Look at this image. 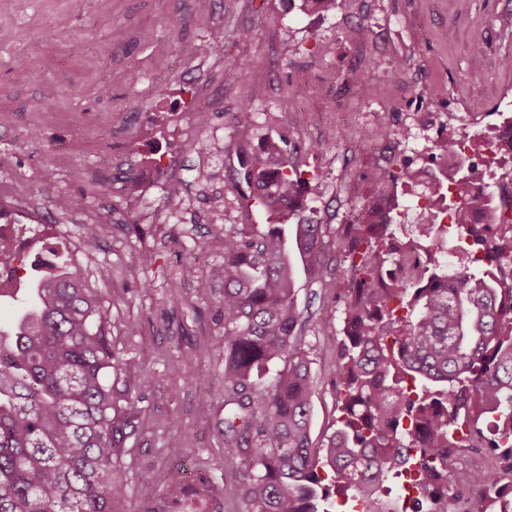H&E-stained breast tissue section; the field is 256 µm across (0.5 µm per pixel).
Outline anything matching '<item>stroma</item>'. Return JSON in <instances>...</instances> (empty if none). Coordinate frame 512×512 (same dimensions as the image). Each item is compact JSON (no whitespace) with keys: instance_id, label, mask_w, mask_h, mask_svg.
I'll use <instances>...</instances> for the list:
<instances>
[{"instance_id":"35a3bbf8","label":"stroma","mask_w":512,"mask_h":512,"mask_svg":"<svg viewBox=\"0 0 512 512\" xmlns=\"http://www.w3.org/2000/svg\"><path fill=\"white\" fill-rule=\"evenodd\" d=\"M305 13L296 0H33L13 14L0 40V184L47 203L48 223L67 220L81 232L99 211L112 227L90 246L78 271L109 313L112 349L121 368L115 390L133 385L121 408L135 429L117 459L127 472L124 512H240L233 454L215 423L224 417V283L211 271L224 262L216 227L276 224L277 213L247 205L239 176L243 154L268 136L288 142V158L311 178L302 215L322 225L330 282L298 273L301 344L312 361L311 437L335 429L336 347L347 285L334 245L367 197L380 195L382 162L414 170L433 166L430 148L447 135L476 130L477 114L496 109V90H512V0H339ZM223 46V63L251 58L256 73L235 81L216 74L197 83L198 48ZM169 44L158 52V44ZM56 94L47 97L46 86ZM257 114L255 136L232 138L242 104ZM419 112L433 126H418ZM84 137H74V129ZM389 140L374 139L379 129ZM212 141L210 187L198 189L194 145ZM363 150H356L354 142ZM181 167L196 211L172 215L169 186L131 200L123 184L142 157ZM154 261L145 266L142 252ZM149 344L150 356L140 347ZM209 354H202V346ZM209 379L202 389L193 376ZM211 403L210 413L199 407ZM182 448L171 445L173 431ZM186 462L208 496H189L171 470Z\"/></svg>"}]
</instances>
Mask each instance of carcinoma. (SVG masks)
Wrapping results in <instances>:
<instances>
[{"label":"carcinoma","instance_id":"cac0c4a2","mask_svg":"<svg viewBox=\"0 0 512 512\" xmlns=\"http://www.w3.org/2000/svg\"><path fill=\"white\" fill-rule=\"evenodd\" d=\"M255 71L241 57L225 68L238 80ZM256 116L232 117L238 140ZM433 150L458 155L459 178L433 190L456 198L458 249L469 264L453 275L423 250L448 232L414 225L395 240L392 212L368 197L340 234L354 287L338 343L341 377L336 431L311 441L312 377L298 339L296 263L319 279L327 268L322 225L302 222L309 179L269 138L242 163L259 186L257 206L295 220L224 230V437L236 448L224 466L241 474L242 512H320L324 481L352 493L353 512H405L386 484L406 476L418 491L413 512H448L450 484L466 450L484 448L503 465L473 470L477 491L466 512H502L512 497V222L493 205L497 191L474 193L456 139ZM108 310L61 258L34 282L11 328L0 329V512H124L125 471L114 464L123 434L107 336ZM441 436L439 447L426 437Z\"/></svg>","mask_w":512,"mask_h":512}]
</instances>
